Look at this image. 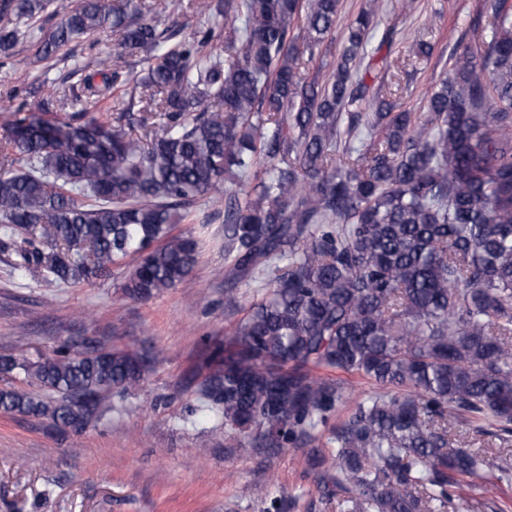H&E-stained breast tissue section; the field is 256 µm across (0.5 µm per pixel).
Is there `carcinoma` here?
Segmentation results:
<instances>
[{
	"label": "carcinoma",
	"mask_w": 512,
	"mask_h": 512,
	"mask_svg": "<svg viewBox=\"0 0 512 512\" xmlns=\"http://www.w3.org/2000/svg\"><path fill=\"white\" fill-rule=\"evenodd\" d=\"M63 20L48 60L110 29L122 50L84 79L101 101L130 49L147 64L140 134L116 117L78 124L18 118L0 156V250L15 269L71 285L133 258L124 293L148 299L189 279L200 242L175 231L193 205L239 185L224 211V309L256 276L265 291L224 334L198 386L200 410L241 453L302 447L328 432L325 508L448 512L463 485L512 486V459L457 438L459 425L512 447V6L488 0L492 36L466 45L424 111L359 76L380 18L365 10L327 78L317 73L340 0H216L224 55L210 32L172 42L144 0H0V58L50 6ZM304 18L303 27L295 22ZM83 196L84 201L77 200ZM160 352L63 345L35 362L0 356V408L82 430L141 388ZM315 369L357 374L379 391L350 399Z\"/></svg>",
	"instance_id": "1"
}]
</instances>
